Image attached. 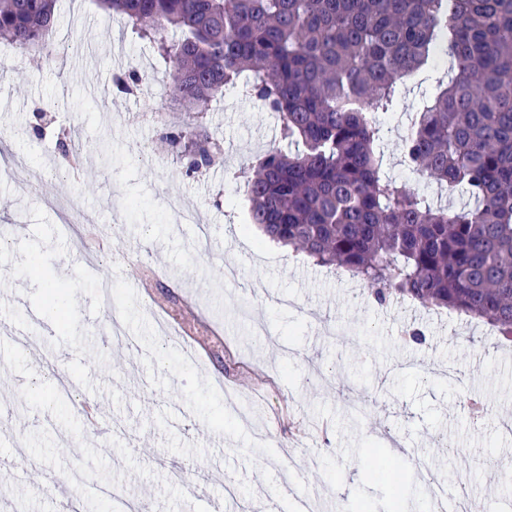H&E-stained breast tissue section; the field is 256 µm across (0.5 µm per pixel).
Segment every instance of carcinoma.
Returning <instances> with one entry per match:
<instances>
[{"mask_svg":"<svg viewBox=\"0 0 512 512\" xmlns=\"http://www.w3.org/2000/svg\"><path fill=\"white\" fill-rule=\"evenodd\" d=\"M157 45L195 115L163 139L185 175L221 152L199 130L224 88L281 118V141L247 176L249 224L317 265L394 297L493 325L512 342V0H98ZM56 0H0V38L51 52ZM179 37L167 40L168 30ZM448 58L402 140L417 174L469 198L433 207L385 176L376 114L403 77Z\"/></svg>","mask_w":512,"mask_h":512,"instance_id":"obj_1","label":"carcinoma"}]
</instances>
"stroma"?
Segmentation results:
<instances>
[{"mask_svg": "<svg viewBox=\"0 0 512 512\" xmlns=\"http://www.w3.org/2000/svg\"><path fill=\"white\" fill-rule=\"evenodd\" d=\"M56 10L55 54L0 57V154L15 162L12 178L0 180V428L13 441L0 446V483L9 485L0 512H57L58 500L40 488L77 471L162 512H233L260 498L293 512L278 489L296 473L315 512H351L361 501L395 512L391 474L424 492L461 483L488 512H512V433L501 424L512 413V345L445 309L402 298L377 304L347 272L258 244L236 173L280 147L279 116L227 88L203 119L224 159L185 177L161 140L186 115L162 81L156 49L96 0H59ZM119 69L141 76L138 95L112 87ZM95 78L104 94L89 92ZM435 78L424 67L403 79L377 151L385 173L442 204L450 199L413 174L401 149ZM171 196L208 225L206 243L195 225L172 223ZM68 201L99 217L110 240L81 282L74 260L88 227L62 220L57 205ZM161 264L155 302L177 311L194 301L224 327L207 360L183 357L159 335L154 303L134 293ZM228 266L238 271L231 282ZM107 276L137 350L100 336L110 316L101 302ZM45 277L58 287L51 301ZM258 321L267 335H254ZM415 329L421 342L409 338ZM212 376L243 398L262 394L253 425L226 408ZM92 392L112 433L107 443L82 430L77 403ZM177 404L192 408L180 425L169 417ZM258 426L268 434L261 447ZM213 430L226 440L220 458L206 440ZM390 434L402 457L389 456ZM300 436L317 468L294 454Z\"/></svg>", "mask_w": 512, "mask_h": 512, "instance_id": "stroma-1", "label": "stroma"}]
</instances>
